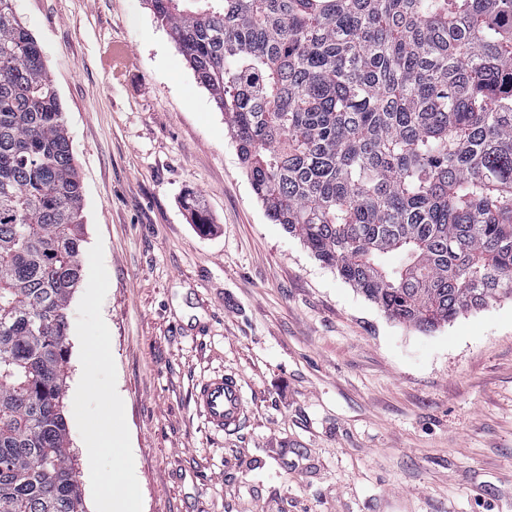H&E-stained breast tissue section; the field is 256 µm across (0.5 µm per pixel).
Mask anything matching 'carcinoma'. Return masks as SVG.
Here are the masks:
<instances>
[{"label":"carcinoma","instance_id":"cac0c4a2","mask_svg":"<svg viewBox=\"0 0 512 512\" xmlns=\"http://www.w3.org/2000/svg\"><path fill=\"white\" fill-rule=\"evenodd\" d=\"M0 0V512H83L63 398L83 185ZM266 215L390 318L512 298V0H146ZM182 204L206 233L199 195Z\"/></svg>","mask_w":512,"mask_h":512}]
</instances>
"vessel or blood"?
<instances>
[{"label": "vessel or blood", "instance_id": "vessel-or-blood-1", "mask_svg": "<svg viewBox=\"0 0 512 512\" xmlns=\"http://www.w3.org/2000/svg\"><path fill=\"white\" fill-rule=\"evenodd\" d=\"M194 402L212 431L233 430L243 421L244 393L234 378L221 375L211 378L197 391Z\"/></svg>", "mask_w": 512, "mask_h": 512}]
</instances>
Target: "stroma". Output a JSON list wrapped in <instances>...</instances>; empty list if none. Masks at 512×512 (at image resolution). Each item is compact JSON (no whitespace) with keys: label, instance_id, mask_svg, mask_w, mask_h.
<instances>
[{"label":"stroma","instance_id":"obj_1","mask_svg":"<svg viewBox=\"0 0 512 512\" xmlns=\"http://www.w3.org/2000/svg\"><path fill=\"white\" fill-rule=\"evenodd\" d=\"M65 112L87 243L64 412L85 512H512V299L389 319L272 223L146 0H15ZM196 192L213 222L191 224ZM234 376L246 419L193 395ZM119 447L89 453V435ZM194 402L196 410L204 416L212 431L234 430L243 421L244 393L232 377L220 375L211 378L197 391ZM105 483L110 487L119 485L123 489L122 495L115 502L112 501V510L116 509L114 512H135L137 487L123 462L116 465Z\"/></svg>","mask_w":512,"mask_h":512}]
</instances>
